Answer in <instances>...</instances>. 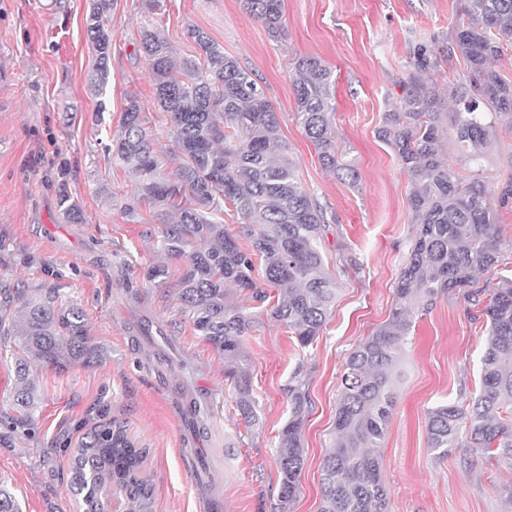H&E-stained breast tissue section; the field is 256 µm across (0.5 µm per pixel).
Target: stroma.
<instances>
[{
	"mask_svg": "<svg viewBox=\"0 0 512 512\" xmlns=\"http://www.w3.org/2000/svg\"><path fill=\"white\" fill-rule=\"evenodd\" d=\"M462 2L284 0L277 38L240 0H159L152 13L178 55L196 54L188 34L195 26L257 75L300 178L332 219L325 257L341 244L361 266L343 283L309 349L305 463L291 512H320L321 464L345 357L387 320L415 236L408 176L378 135L383 115L400 93L415 45L428 41L445 52ZM90 4L0 0V318H11L19 294L57 288L80 305L90 336L107 352L91 368L34 370L41 404L29 435L9 427L14 344L0 336V477L12 483L23 512H76L66 443L106 416L124 421L147 449L143 474L154 512H201L207 502L221 503L224 512H272L280 489L274 446L288 418L282 388L298 360L297 342L257 310L244 350L260 424L245 427L233 411L223 360L179 313L183 267L155 251L160 224L147 207L129 221L112 204L130 192L107 150L129 95L138 96L158 147L170 145L167 115L138 44L143 0H117L111 12L109 76L99 95L86 82L94 63L84 28ZM305 56L322 59L336 78L337 156L354 165L357 181L326 169L293 117V63ZM482 167L498 202L501 236L512 241V201H498L512 175L507 128ZM62 181L79 199L83 223L62 219ZM160 262L168 270L161 285L146 278ZM472 314L453 292L414 320L381 450L387 512H512V466L476 448H453L437 460L427 447V408L479 387L486 322Z\"/></svg>",
	"mask_w": 512,
	"mask_h": 512,
	"instance_id": "obj_1",
	"label": "stroma"
}]
</instances>
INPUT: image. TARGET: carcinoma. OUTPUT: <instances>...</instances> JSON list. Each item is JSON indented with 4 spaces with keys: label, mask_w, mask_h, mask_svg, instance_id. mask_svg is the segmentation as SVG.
Masks as SVG:
<instances>
[{
    "label": "carcinoma",
    "mask_w": 512,
    "mask_h": 512,
    "mask_svg": "<svg viewBox=\"0 0 512 512\" xmlns=\"http://www.w3.org/2000/svg\"><path fill=\"white\" fill-rule=\"evenodd\" d=\"M115 5L116 0H93L85 16L94 57L88 83L99 92L108 79ZM242 7L279 37L283 0H242ZM189 35L198 54L180 57L152 17L145 16L138 31L157 104L169 119L175 166L164 168L153 149L149 119L133 95L109 151L130 181L136 205H148L163 225L158 252L182 260L179 312L224 357L234 411L252 428L259 424V403L243 348L255 313L234 302L232 291L247 290L262 305L271 299L269 289L276 290L270 316L305 351L319 337L340 282L359 264L341 245L333 264L326 261L321 244L330 228L327 211L299 178L288 144L278 135V112L256 75L203 30L192 28ZM509 46L512 0H463L448 42V53L460 54L464 63L451 89L454 108L445 111L433 77L441 57L421 44L400 84L399 100L378 131L410 177L408 200L418 228L389 317L345 359L333 440L322 460L321 512H386L380 449L395 403L399 355L413 318L458 288L476 317L486 319L480 389L427 410V446L437 460L448 457L451 448H478L512 466V275L475 287L476 272L497 268L504 241L480 170L463 179L443 153L448 138L461 159L478 162L496 142L502 118L512 132V80L495 68ZM293 69L297 124L325 167L355 176L336 156L331 70L314 56L297 59ZM58 193L62 218L82 223L80 202L63 185ZM136 205L123 202L121 211L133 219ZM231 212L238 220L235 233L224 222ZM0 333L18 340L15 423L23 427L34 423L40 401L31 364L64 369L91 366L105 356L88 336L83 310L57 288L20 298L11 328ZM310 375L302 357L283 386L288 419L275 446L280 492L274 512H289L300 488ZM145 459L146 449L136 446L123 422L101 421L70 449L68 491L81 512H104L109 488L125 501L124 512H153L151 486L139 477ZM0 512H22L15 489L2 478Z\"/></svg>",
    "instance_id": "obj_1"
}]
</instances>
